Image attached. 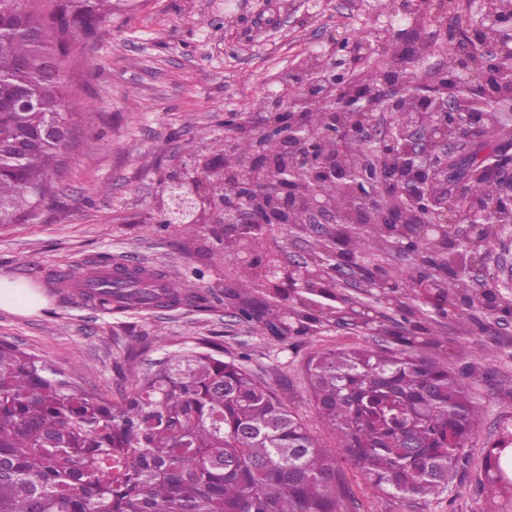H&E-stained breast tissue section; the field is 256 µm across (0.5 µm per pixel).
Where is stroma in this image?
Segmentation results:
<instances>
[{"instance_id":"1","label":"stroma","mask_w":512,"mask_h":512,"mask_svg":"<svg viewBox=\"0 0 512 512\" xmlns=\"http://www.w3.org/2000/svg\"><path fill=\"white\" fill-rule=\"evenodd\" d=\"M320 25L292 17L274 39L225 41L219 22L225 0H137L117 7L97 35L73 53L68 82L76 92V137L58 194L38 219L0 227V277L40 290L46 304L22 316L0 309V341L52 366L77 370L80 384L119 398L134 375L176 353L220 346L224 360L241 363L286 396L290 409L325 447L336 444L315 415L306 362L328 348H396L389 335L366 336L326 326L306 335L269 331L239 318L223 291L242 285L239 258L220 249L203 229L162 221L163 176L174 164L224 153L230 113L251 112L277 89L283 75L313 50L321 28L370 36L393 0H364L346 18L344 0ZM264 246L288 261L319 245L309 226L270 229ZM142 263L192 292L190 300L151 311H109L78 298L73 284L106 264ZM69 281L62 282L58 273ZM415 318L434 342L422 355L462 376L480 409L449 498L389 496L344 467V512H486L490 490L484 456L512 430V323L498 324L477 309L440 317L421 308Z\"/></svg>"}]
</instances>
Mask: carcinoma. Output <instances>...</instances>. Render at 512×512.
Returning a JSON list of instances; mask_svg holds the SVG:
<instances>
[{"mask_svg": "<svg viewBox=\"0 0 512 512\" xmlns=\"http://www.w3.org/2000/svg\"><path fill=\"white\" fill-rule=\"evenodd\" d=\"M114 0H0V224L33 220L53 198L74 141L65 63L112 16ZM34 91L40 106L21 108ZM62 132L33 151L15 142L49 125ZM448 177L479 174L486 139ZM420 225L375 226L367 236L338 227L349 253L384 251ZM432 284L448 295L453 256L426 260ZM240 301L245 319L306 314L264 291ZM114 282L93 297L112 309ZM402 348L325 349L307 363L318 422L336 450L318 443L276 392L242 365L208 352L177 355L110 400L0 343V512H341L347 490L341 464L377 491L441 500L465 453L479 410L447 366L421 356L416 337ZM487 470H509V456L485 455Z\"/></svg>", "mask_w": 512, "mask_h": 512, "instance_id": "1", "label": "carcinoma"}]
</instances>
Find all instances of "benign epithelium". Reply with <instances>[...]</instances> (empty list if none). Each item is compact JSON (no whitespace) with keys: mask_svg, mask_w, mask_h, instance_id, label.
<instances>
[{"mask_svg":"<svg viewBox=\"0 0 512 512\" xmlns=\"http://www.w3.org/2000/svg\"><path fill=\"white\" fill-rule=\"evenodd\" d=\"M432 8L430 0H395L388 15V38L384 42L347 31L325 29L319 49L309 61L320 66L334 93H308V101L296 103L299 93L284 83L270 92L265 101L269 112L253 127L252 146L232 173L237 191L225 187L224 159L213 156L192 167H171L165 174L162 216L167 224H199L222 247L235 237H244L240 247H232L245 265L274 296L273 289H288V300L304 311H311L313 299L305 285L311 279L335 283L336 275L358 269L368 262L369 253L345 256L336 262L333 252L322 253L314 261H281L260 247L264 231L259 224L278 227L290 223L300 200L315 224H365L366 204H379L395 194L397 208L382 207L380 220L404 224L415 213L423 228L410 248L405 242L395 247L413 258L425 254L444 237V249L457 252L461 245L476 238L483 225H497L492 247L478 259L448 273V288H461L471 296L469 280L483 269L504 242L512 244V220L497 218L505 212L501 203L512 204V138L499 139L512 127V117L503 108L512 105V14L498 15L487 0H473L467 24L448 22L458 10L450 0L442 6L443 45L456 62L453 71L436 72L435 78L450 84L441 96L433 97L421 86L408 81L395 83L373 76L375 93L347 87L356 61L367 63L385 51L399 49L415 40ZM377 112L392 113L389 130L369 137L366 128ZM481 132L496 141L498 148L478 178L452 187L462 204L448 207L447 198L437 197L433 182H448L444 160L448 150V122ZM348 141L356 143L363 163L350 168L336 157L316 152L318 145L331 148ZM401 278L376 276L373 286L381 303L395 307ZM430 282L423 276L408 289L414 301L442 312L446 302L430 294ZM361 332L376 336L392 333L379 309L369 303L348 302L325 314Z\"/></svg>","mask_w":512,"mask_h":512,"instance_id":"benign-epithelium-1","label":"benign epithelium"}]
</instances>
